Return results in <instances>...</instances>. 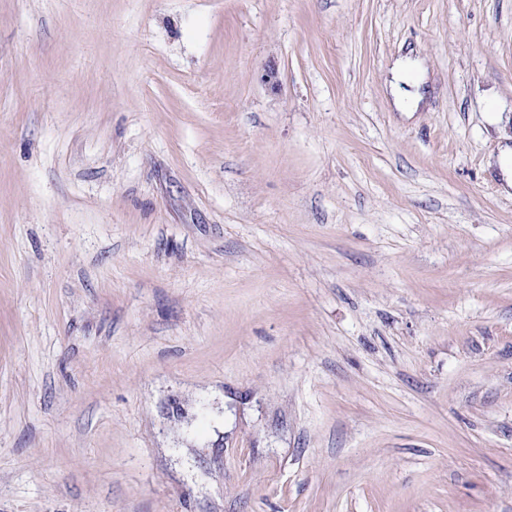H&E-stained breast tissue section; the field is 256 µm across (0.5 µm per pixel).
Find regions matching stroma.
<instances>
[{
    "label": "stroma",
    "instance_id": "stroma-1",
    "mask_svg": "<svg viewBox=\"0 0 512 512\" xmlns=\"http://www.w3.org/2000/svg\"><path fill=\"white\" fill-rule=\"evenodd\" d=\"M506 147L512 0H0V512H512Z\"/></svg>",
    "mask_w": 512,
    "mask_h": 512
}]
</instances>
